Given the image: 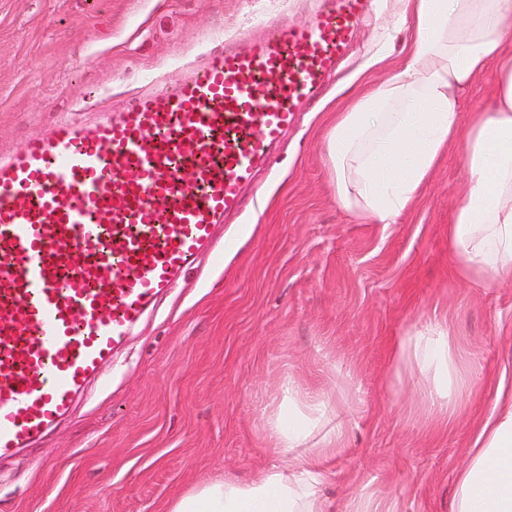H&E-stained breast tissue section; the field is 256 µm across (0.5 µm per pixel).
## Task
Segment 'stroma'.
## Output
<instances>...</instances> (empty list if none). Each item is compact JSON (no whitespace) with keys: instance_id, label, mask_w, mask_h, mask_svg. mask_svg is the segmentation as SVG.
Listing matches in <instances>:
<instances>
[{"instance_id":"stroma-1","label":"stroma","mask_w":512,"mask_h":512,"mask_svg":"<svg viewBox=\"0 0 512 512\" xmlns=\"http://www.w3.org/2000/svg\"><path fill=\"white\" fill-rule=\"evenodd\" d=\"M323 0H0V157L63 116L90 125L128 95L177 82L202 53ZM400 0H371L324 95L226 216L220 264L201 257L39 444L0 458V512H168L202 484L241 482L275 460L269 421L288 386L344 412L326 464L331 512L370 496L397 512H453L456 474L512 385V282L466 286L448 261L465 187L452 146L397 224L336 204L323 134L404 57ZM447 323L470 383L442 417L421 382L391 368L394 342Z\"/></svg>"}]
</instances>
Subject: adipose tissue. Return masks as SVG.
I'll return each mask as SVG.
<instances>
[{
	"label": "adipose tissue",
	"mask_w": 512,
	"mask_h": 512,
	"mask_svg": "<svg viewBox=\"0 0 512 512\" xmlns=\"http://www.w3.org/2000/svg\"><path fill=\"white\" fill-rule=\"evenodd\" d=\"M407 59L358 96L325 138L336 202L372 224H395L411 209L442 154L460 143L467 191L448 224L454 276L489 288L512 281V0H404ZM493 70L492 111L461 124L473 78ZM395 369L419 374L429 395L450 400L468 385L446 325L433 321L402 337ZM272 431L279 458L254 479H216L174 501L169 512H326L324 464L341 447L343 418L297 391ZM456 477L454 512H512V390L494 409Z\"/></svg>",
	"instance_id": "obj_1"
}]
</instances>
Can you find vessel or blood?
Segmentation results:
<instances>
[{
	"mask_svg": "<svg viewBox=\"0 0 512 512\" xmlns=\"http://www.w3.org/2000/svg\"><path fill=\"white\" fill-rule=\"evenodd\" d=\"M370 0H325L243 51L135 96L123 117L55 122L0 163V456L31 447L238 210L319 98Z\"/></svg>",
	"mask_w": 512,
	"mask_h": 512,
	"instance_id": "vessel-or-blood-1",
	"label": "vessel or blood"
}]
</instances>
